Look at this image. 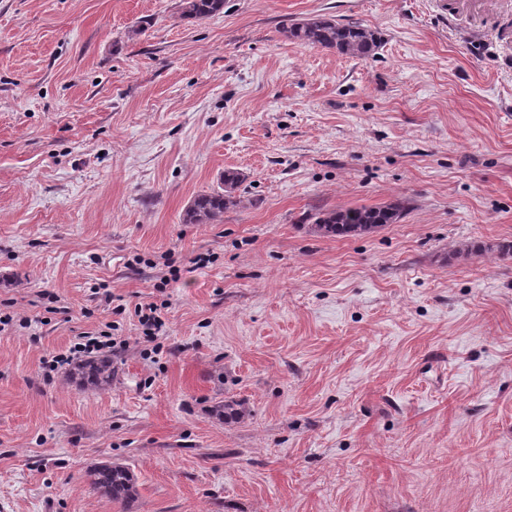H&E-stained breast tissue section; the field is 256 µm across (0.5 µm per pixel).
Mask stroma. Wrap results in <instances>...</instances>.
<instances>
[{
    "mask_svg": "<svg viewBox=\"0 0 512 512\" xmlns=\"http://www.w3.org/2000/svg\"><path fill=\"white\" fill-rule=\"evenodd\" d=\"M179 4L0 0V512H512V259L456 253L512 241V0ZM315 14L379 49L285 39ZM104 330L111 390L44 373ZM181 15L185 18L203 20L224 8V0H182ZM241 173L225 170L220 179L219 190L204 191L191 200L187 208L188 224H220L223 221L224 210L237 207L242 203L236 194L242 182ZM403 207L398 202L381 206H355L319 212L310 216L314 230L323 236H356L371 232L384 224H394ZM134 312L138 317L140 326L143 328L144 338L154 341L165 325L161 316V308L153 302L137 304ZM100 337L108 338L107 340H98L99 337L90 338L86 342H77L69 349V356L64 354L53 355L50 358L43 359V368L46 371H55L59 364L66 362L71 354L77 353H92L93 351H99L104 348L114 347V339L110 338L109 335H99ZM108 336V337H106ZM112 345V346H111ZM90 490L120 503H126L138 494L134 474L118 462L95 465L86 472Z\"/></svg>",
    "mask_w": 512,
    "mask_h": 512,
    "instance_id": "1",
    "label": "stroma"
}]
</instances>
